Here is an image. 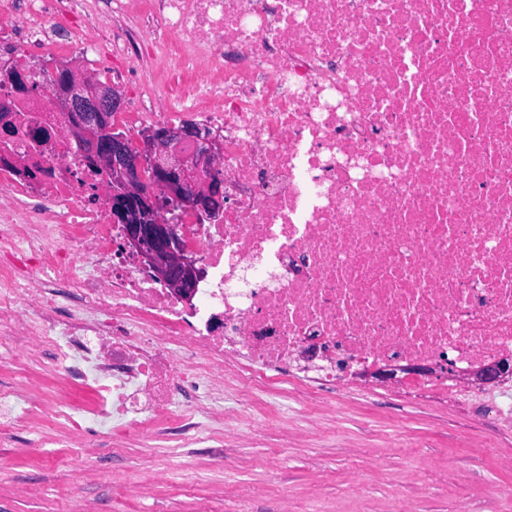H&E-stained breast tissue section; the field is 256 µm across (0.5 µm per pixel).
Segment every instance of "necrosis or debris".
Segmentation results:
<instances>
[{
  "instance_id": "4bbe7bcc",
  "label": "necrosis or debris",
  "mask_w": 512,
  "mask_h": 512,
  "mask_svg": "<svg viewBox=\"0 0 512 512\" xmlns=\"http://www.w3.org/2000/svg\"><path fill=\"white\" fill-rule=\"evenodd\" d=\"M0 0V444L56 384L86 463L224 441L274 416V380L333 420L337 372L467 373L512 359V0ZM90 33L81 40L71 33ZM111 52L148 76L112 129L200 125L224 142V205L184 210L192 296L122 245L104 168L70 144L54 62ZM239 395L225 410V389Z\"/></svg>"
}]
</instances>
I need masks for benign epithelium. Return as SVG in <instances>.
Masks as SVG:
<instances>
[{
	"instance_id": "benign-epithelium-1",
	"label": "benign epithelium",
	"mask_w": 512,
	"mask_h": 512,
	"mask_svg": "<svg viewBox=\"0 0 512 512\" xmlns=\"http://www.w3.org/2000/svg\"><path fill=\"white\" fill-rule=\"evenodd\" d=\"M61 75L58 97L67 112L68 138L88 162L110 172L112 216L123 227L124 246L156 280L191 295L202 267L175 231L180 215L173 204L203 212L212 207L224 187L222 144L198 126L151 130L134 141L114 135L112 112L122 106L120 91L71 63L61 65ZM186 143L194 145L190 154ZM203 172L208 179L201 181ZM511 373L512 364L502 361L471 376L490 384Z\"/></svg>"
}]
</instances>
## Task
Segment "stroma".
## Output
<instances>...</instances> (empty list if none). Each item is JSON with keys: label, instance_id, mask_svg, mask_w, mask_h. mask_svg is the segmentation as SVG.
Returning <instances> with one entry per match:
<instances>
[{"label": "stroma", "instance_id": "stroma-1", "mask_svg": "<svg viewBox=\"0 0 512 512\" xmlns=\"http://www.w3.org/2000/svg\"><path fill=\"white\" fill-rule=\"evenodd\" d=\"M340 424L321 437L283 443L281 425L241 428L236 447L215 462L208 448L175 455L164 448L101 445L91 463L70 467L55 444L49 412L33 433L0 446V512H351L353 474L370 480L367 506L402 499L412 512H512V424L488 418L484 403L429 390L336 393ZM384 469L389 481L373 477ZM146 482L140 495L113 479ZM262 492L245 497L248 487Z\"/></svg>", "mask_w": 512, "mask_h": 512}]
</instances>
